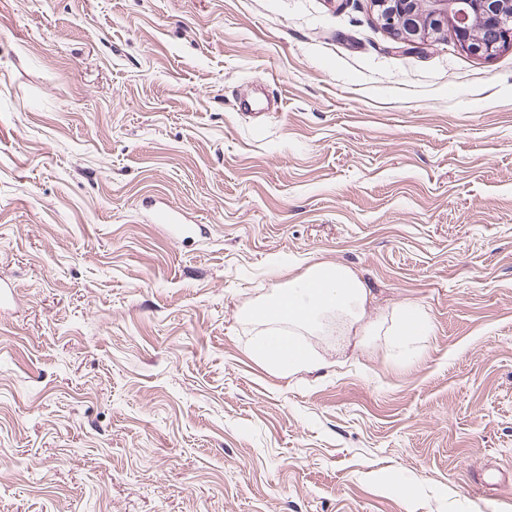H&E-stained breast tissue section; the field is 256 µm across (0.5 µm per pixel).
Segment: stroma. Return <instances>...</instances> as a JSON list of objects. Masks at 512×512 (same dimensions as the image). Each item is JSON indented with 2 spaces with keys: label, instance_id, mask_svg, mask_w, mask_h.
<instances>
[{
  "label": "stroma",
  "instance_id": "stroma-1",
  "mask_svg": "<svg viewBox=\"0 0 512 512\" xmlns=\"http://www.w3.org/2000/svg\"><path fill=\"white\" fill-rule=\"evenodd\" d=\"M319 261L430 335L268 372L243 311ZM0 282V512H512V47L0 0Z\"/></svg>",
  "mask_w": 512,
  "mask_h": 512
}]
</instances>
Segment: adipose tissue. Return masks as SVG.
<instances>
[{
  "mask_svg": "<svg viewBox=\"0 0 512 512\" xmlns=\"http://www.w3.org/2000/svg\"><path fill=\"white\" fill-rule=\"evenodd\" d=\"M370 291L348 266L317 262L288 282L287 290L257 302L246 312L265 327L257 336L252 357L282 377L311 373L324 360L305 340L325 315L357 323L367 315Z\"/></svg>",
  "mask_w": 512,
  "mask_h": 512,
  "instance_id": "obj_1",
  "label": "adipose tissue"
}]
</instances>
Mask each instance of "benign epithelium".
<instances>
[{"mask_svg": "<svg viewBox=\"0 0 512 512\" xmlns=\"http://www.w3.org/2000/svg\"><path fill=\"white\" fill-rule=\"evenodd\" d=\"M377 20L400 49H416L421 42L442 29L457 34L460 45L470 54L485 57L493 46L476 33L477 22L490 18L498 22V42L512 46V0H371Z\"/></svg>", "mask_w": 512, "mask_h": 512, "instance_id": "1", "label": "benign epithelium"}]
</instances>
